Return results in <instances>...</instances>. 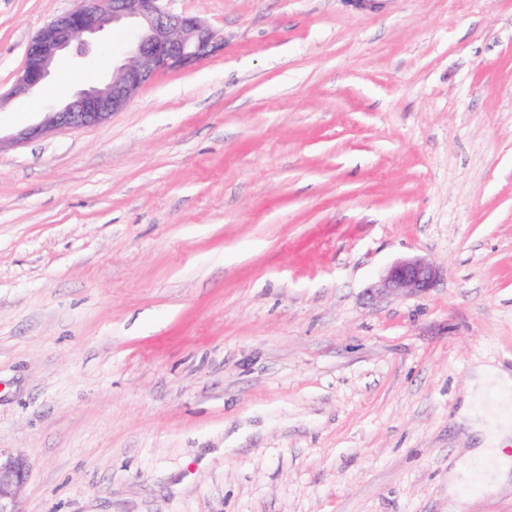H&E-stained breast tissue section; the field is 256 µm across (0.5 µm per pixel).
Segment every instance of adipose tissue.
Listing matches in <instances>:
<instances>
[{"instance_id": "1", "label": "adipose tissue", "mask_w": 512, "mask_h": 512, "mask_svg": "<svg viewBox=\"0 0 512 512\" xmlns=\"http://www.w3.org/2000/svg\"><path fill=\"white\" fill-rule=\"evenodd\" d=\"M460 419L481 439L470 459L476 467L492 470L494 478L484 482L483 488L495 493L500 484L512 479V373L474 368Z\"/></svg>"}]
</instances>
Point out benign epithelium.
Segmentation results:
<instances>
[{"mask_svg": "<svg viewBox=\"0 0 512 512\" xmlns=\"http://www.w3.org/2000/svg\"><path fill=\"white\" fill-rule=\"evenodd\" d=\"M165 0H77L76 6L47 22L26 48L25 66L11 90L0 94V106L40 87L60 55L73 51L82 56L94 37L108 26L132 23L137 35L127 60L112 78L82 89L64 106L50 112L44 123L26 127L9 141L37 137L49 127L81 129L108 120L122 111L137 92L156 75L194 69L224 49V41L203 20L179 14L163 5ZM0 137V149L5 141ZM437 277L435 266L421 257L395 262L382 285L387 291L424 292ZM30 464L25 457L0 448V512H21L18 494L26 483Z\"/></svg>", "mask_w": 512, "mask_h": 512, "instance_id": "7a95c632", "label": "benign epithelium"}]
</instances>
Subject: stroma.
Segmentation results:
<instances>
[{"instance_id": "35a3bbf8", "label": "stroma", "mask_w": 512, "mask_h": 512, "mask_svg": "<svg viewBox=\"0 0 512 512\" xmlns=\"http://www.w3.org/2000/svg\"><path fill=\"white\" fill-rule=\"evenodd\" d=\"M75 0H0V91ZM224 39L0 149V448L22 512H448L512 370V0H171ZM108 29L0 135L110 80ZM437 269L377 296L396 261ZM512 512V482H460ZM29 473L30 464L25 457L0 448V512H22L18 494Z\"/></svg>"}]
</instances>
